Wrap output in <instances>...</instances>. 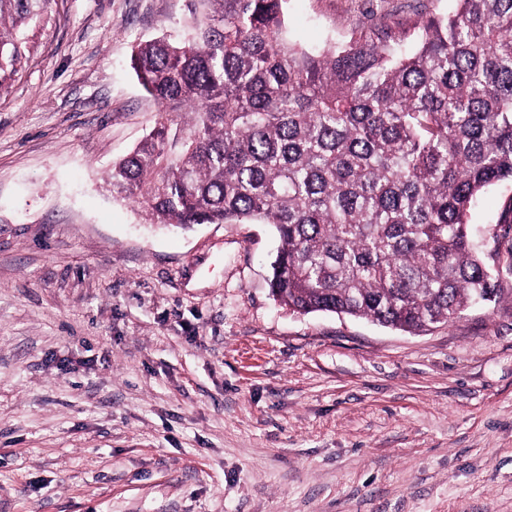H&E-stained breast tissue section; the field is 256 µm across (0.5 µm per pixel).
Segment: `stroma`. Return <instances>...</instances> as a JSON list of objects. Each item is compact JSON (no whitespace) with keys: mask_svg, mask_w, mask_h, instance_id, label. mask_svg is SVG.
<instances>
[{"mask_svg":"<svg viewBox=\"0 0 512 512\" xmlns=\"http://www.w3.org/2000/svg\"><path fill=\"white\" fill-rule=\"evenodd\" d=\"M453 0H288L320 49ZM189 0H50L0 94V512H512L505 294L411 335L280 305L272 225L147 223L105 176L156 126L133 47Z\"/></svg>","mask_w":512,"mask_h":512,"instance_id":"1","label":"stroma"}]
</instances>
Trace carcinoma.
Listing matches in <instances>:
<instances>
[{
    "label": "carcinoma",
    "mask_w": 512,
    "mask_h": 512,
    "mask_svg": "<svg viewBox=\"0 0 512 512\" xmlns=\"http://www.w3.org/2000/svg\"><path fill=\"white\" fill-rule=\"evenodd\" d=\"M195 34L131 67L165 119L108 184L156 224L257 221L280 241L270 287L300 314L425 333L497 302L469 216L512 181V0L381 22L309 50L288 0H192ZM48 0H0V93Z\"/></svg>",
    "instance_id": "cac0c4a2"
}]
</instances>
